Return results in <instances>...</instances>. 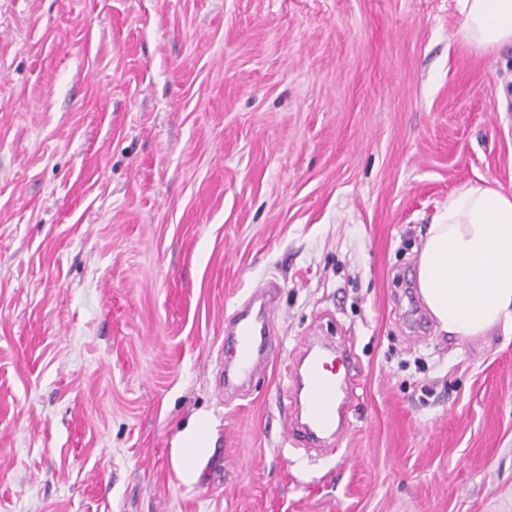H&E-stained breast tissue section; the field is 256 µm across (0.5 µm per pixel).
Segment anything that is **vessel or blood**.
<instances>
[{
	"mask_svg": "<svg viewBox=\"0 0 512 512\" xmlns=\"http://www.w3.org/2000/svg\"><path fill=\"white\" fill-rule=\"evenodd\" d=\"M273 316L272 302L264 301L258 314L240 313L227 333L224 341L227 364L236 375L253 374L266 364L277 343L270 329ZM354 367L349 350L323 346L289 368L294 403L304 417L299 427L308 439L344 435L353 395L350 374Z\"/></svg>",
	"mask_w": 512,
	"mask_h": 512,
	"instance_id": "vessel-or-blood-1",
	"label": "vessel or blood"
}]
</instances>
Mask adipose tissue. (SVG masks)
<instances>
[{"label":"adipose tissue","instance_id":"adipose-tissue-1","mask_svg":"<svg viewBox=\"0 0 512 512\" xmlns=\"http://www.w3.org/2000/svg\"><path fill=\"white\" fill-rule=\"evenodd\" d=\"M459 35L482 51L512 43V0H459ZM420 297L440 332L512 335V194L473 185L432 217L417 260Z\"/></svg>","mask_w":512,"mask_h":512}]
</instances>
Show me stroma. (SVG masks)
<instances>
[{"instance_id":"obj_1","label":"stroma","mask_w":512,"mask_h":512,"mask_svg":"<svg viewBox=\"0 0 512 512\" xmlns=\"http://www.w3.org/2000/svg\"><path fill=\"white\" fill-rule=\"evenodd\" d=\"M457 0H0V512H512V338L427 321L449 194L512 193V45ZM280 352L224 388L268 283ZM349 341L348 433L285 369ZM211 421L197 478L176 436Z\"/></svg>"}]
</instances>
